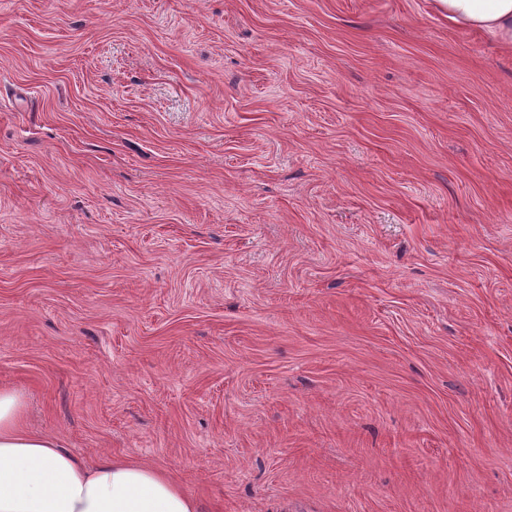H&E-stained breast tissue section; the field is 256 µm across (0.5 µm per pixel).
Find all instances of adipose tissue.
Listing matches in <instances>:
<instances>
[{
	"label": "adipose tissue",
	"instance_id": "1",
	"mask_svg": "<svg viewBox=\"0 0 512 512\" xmlns=\"http://www.w3.org/2000/svg\"><path fill=\"white\" fill-rule=\"evenodd\" d=\"M453 25L512 50V0H434ZM26 402L0 387V512H201L166 472L116 457L87 465L59 441L30 432Z\"/></svg>",
	"mask_w": 512,
	"mask_h": 512
}]
</instances>
